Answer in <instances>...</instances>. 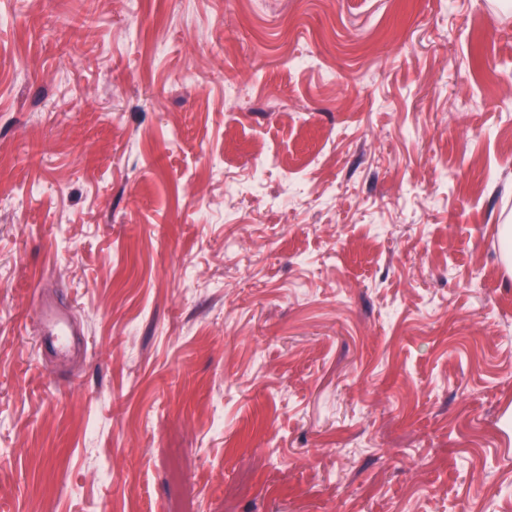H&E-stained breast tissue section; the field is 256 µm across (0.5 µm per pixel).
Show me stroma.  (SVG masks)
<instances>
[{
  "label": "stroma",
  "instance_id": "35a3bbf8",
  "mask_svg": "<svg viewBox=\"0 0 512 512\" xmlns=\"http://www.w3.org/2000/svg\"><path fill=\"white\" fill-rule=\"evenodd\" d=\"M509 217L512 0H0V512H512ZM37 318L44 328L39 340L41 352L47 351L59 356L76 352L77 336H85V333L64 307L44 300L37 308Z\"/></svg>",
  "mask_w": 512,
  "mask_h": 512
}]
</instances>
